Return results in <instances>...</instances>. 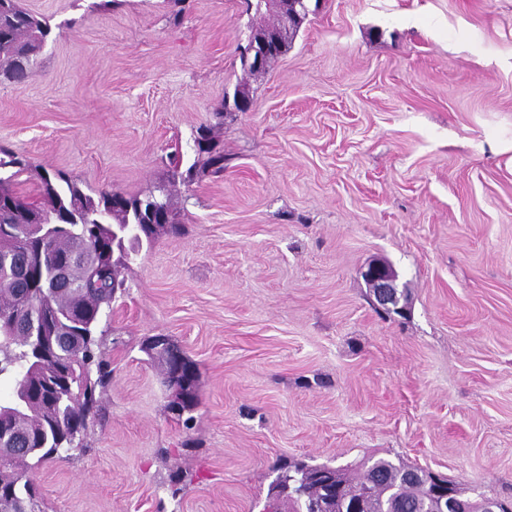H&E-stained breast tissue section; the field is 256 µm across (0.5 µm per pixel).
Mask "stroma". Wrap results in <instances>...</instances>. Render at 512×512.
<instances>
[{
  "mask_svg": "<svg viewBox=\"0 0 512 512\" xmlns=\"http://www.w3.org/2000/svg\"><path fill=\"white\" fill-rule=\"evenodd\" d=\"M92 2L22 0L57 27L0 83V146L33 166L15 187L163 190L184 231L122 268L112 379L83 451L33 473L42 512H263L280 459L389 457L511 501L512 0H306L250 77L240 0ZM244 81L251 110L225 111ZM215 122L220 175L195 164ZM374 259L407 316L375 309ZM156 335L199 368L191 416ZM146 350L151 355L156 352L167 350L171 363L175 361L173 368L170 367L168 373L164 376V384L171 389L172 394V413L176 415L183 414L185 410L181 409V403L186 393V382L182 379L183 353L180 346L177 345L168 336H153L146 345Z\"/></svg>",
  "mask_w": 512,
  "mask_h": 512,
  "instance_id": "35a3bbf8",
  "label": "stroma"
}]
</instances>
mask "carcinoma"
Instances as JSON below:
<instances>
[{"mask_svg": "<svg viewBox=\"0 0 512 512\" xmlns=\"http://www.w3.org/2000/svg\"><path fill=\"white\" fill-rule=\"evenodd\" d=\"M301 24L281 32L279 23L263 20L258 28L279 37L276 55L288 50ZM52 33L50 19L35 15L20 0H0V81H24L37 65ZM208 148L198 150L204 167L224 172V151L215 129L196 128ZM0 383L11 386L7 403L14 410L0 414V448H12L0 464V512H42L29 473L63 461L74 450L73 436L87 429L95 391L83 377L103 386L109 377L96 358V332L111 310L128 259L112 257L115 232L140 233L151 243L161 233L181 227L166 195L144 198L101 190L92 196L62 170L37 173L41 201L31 202L13 187L14 178L30 168L27 159L0 148ZM67 270V283L57 272ZM82 344L88 363L72 372L65 344ZM283 482L301 494V504L330 489L333 512H434L432 474L385 457L369 458L359 470L339 466L323 480L304 463L278 467Z\"/></svg>", "mask_w": 512, "mask_h": 512, "instance_id": "cac0c4a2", "label": "carcinoma"}]
</instances>
